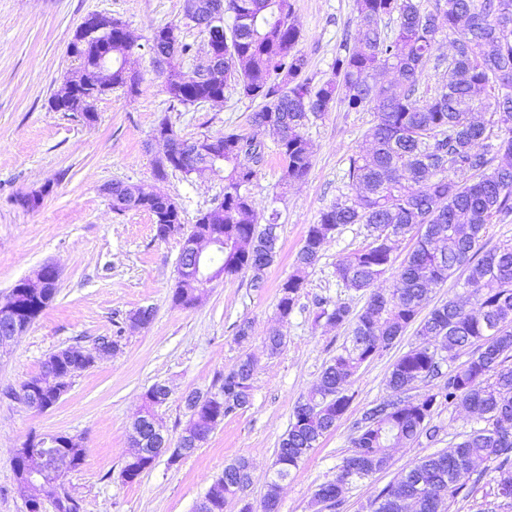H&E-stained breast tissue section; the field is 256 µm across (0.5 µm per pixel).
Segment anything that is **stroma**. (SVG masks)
Listing matches in <instances>:
<instances>
[{
  "instance_id": "stroma-1",
  "label": "stroma",
  "mask_w": 512,
  "mask_h": 512,
  "mask_svg": "<svg viewBox=\"0 0 512 512\" xmlns=\"http://www.w3.org/2000/svg\"><path fill=\"white\" fill-rule=\"evenodd\" d=\"M293 3L308 74L327 79L340 45L356 41L355 0ZM183 9L184 0H0V301L45 262L61 272L53 301L0 357V512H26L14 453L33 434L81 437L85 461L65 476L81 512H195L225 466L240 457L250 463L246 494L259 502L296 405L349 336L347 327L315 321L316 300L341 301L357 311L369 299L368 293L343 288L334 276L336 262L370 239L367 225L348 224L308 269L286 323H279L276 310L279 286L295 270L309 225L348 190L349 159L372 126L373 113L338 105L310 117L305 133L313 145L311 171L304 181L283 186L284 162L272 134L249 121L254 102L230 86L220 103L170 102L147 39L158 26L181 23ZM94 13L126 25L135 42L129 64L142 82L138 95L119 88L102 96L89 123L79 113L51 110L50 100L76 67L69 54L76 30ZM181 35L192 44L195 60H202L207 45L198 30L182 25ZM164 118L188 141L236 129L263 143L250 192L257 214L277 213L280 228L277 257L262 287H252L251 274L244 271L207 285L195 306H174L178 241L158 240L149 212L113 210L104 188L114 183L169 197L188 226L221 199L223 181L173 169L156 176L162 148L151 135ZM31 191L41 194L38 207H22L19 197ZM141 307L154 311L145 326L129 319ZM244 322L251 326V341L242 348L234 336ZM276 325L285 344L272 355L264 339ZM118 331L119 351L66 377L67 391L53 407L38 411L13 398L49 353L69 346L87 353L98 338ZM416 332L408 326L389 350L350 379L347 411L282 482L279 512H315L313 490L333 479L348 457L362 414L389 397L391 366L417 343ZM247 355L255 362L250 404L225 418L179 463L170 464L163 455L136 481H124L121 471L132 452L130 435L145 392L156 383L168 386L170 396L158 417L165 436L177 442L187 421L184 394L210 389ZM433 422L441 428L437 441L422 438L392 448L385 470L346 486L341 512H363L414 463L448 450L482 425L455 406L437 408Z\"/></svg>"
}]
</instances>
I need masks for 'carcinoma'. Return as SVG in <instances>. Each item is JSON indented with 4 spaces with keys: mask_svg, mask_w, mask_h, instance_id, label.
<instances>
[{
    "mask_svg": "<svg viewBox=\"0 0 512 512\" xmlns=\"http://www.w3.org/2000/svg\"><path fill=\"white\" fill-rule=\"evenodd\" d=\"M205 20L224 25V49L213 71L187 73L182 64L192 56L193 45L181 35H171L173 24L154 29L147 39L153 60L166 74V92L181 105L216 102L232 83L239 95L259 102L251 115L257 127L275 134L278 152L286 165L284 185L304 181L313 161V146L303 132L309 115L321 116L339 102L347 109L375 114L373 126L350 158L348 186L355 195L336 200L309 225L296 255V272L280 285L279 322L288 321L303 288L302 273L321 257L329 238L346 224H366L371 238L392 227L395 240L415 239L407 259L393 268L389 249L370 241L335 265L342 286L355 292L371 288L391 274L394 286L373 292L360 311L345 302L318 301L316 318L352 329L351 346L343 347L323 369L308 398L295 407L293 421L283 435L276 459L284 462L268 482L266 495L275 498L280 482L302 463L319 440L336 427L349 407L345 383L366 362L390 348L420 314L428 290L445 283L458 269L468 272L466 300L450 299L433 308L420 322L419 343L392 364L387 387L397 396L414 382L438 374L439 366L425 343L441 339L448 359L466 346L476 347L464 366L448 372L436 392L403 399V406L380 415L352 441V453L342 464H356L351 477L360 481L386 468L389 449L421 437L433 442L441 428L432 424L435 408L461 405L477 414L487 426L472 431L451 450L428 455L415 463L396 483L382 489L371 504L372 512H448L464 485L456 475L473 463L485 464L483 473L494 482V496L504 501L512 495V432L500 423L512 422V243L483 250L488 225L512 216V0H356L359 32L354 47L340 46L331 76L315 83L308 76V61L299 49L301 30L292 0H191ZM448 39L451 57L436 56L437 37ZM134 44L104 37L87 43L74 35L69 53L83 67H93L112 53V87L134 95L141 77L131 73L129 57ZM448 71L445 83L422 88L428 65ZM391 71L393 81L378 76ZM481 110L490 118L479 125L471 113ZM499 140L498 145L490 143ZM224 161L194 152L190 142L178 138L163 143L174 153V169L187 175L195 171L224 182L219 206L199 214L212 224L224 225V277L252 272L253 286L261 287L265 270L274 262L278 241V213L259 222L250 185L263 159L264 145L253 137L227 132ZM112 208L118 212L144 210L156 221V236L168 240L165 225L182 231L180 211L169 198L143 200V191L129 185H112ZM195 288L177 282L174 305L191 306ZM55 294L44 288L22 297L37 319ZM268 352L279 353L284 333L278 327L264 339ZM82 353L54 355L41 370L22 382L36 385L51 374L87 370ZM254 362L247 356L219 379L223 402L215 406L207 394L196 392L184 403L188 417L196 418L201 439L250 403ZM70 469L81 465L86 448L79 439L63 448ZM156 456L144 458L122 472L128 481L149 470ZM39 448L15 458L19 482L25 473L40 469ZM250 481L249 462L239 458L224 467L206 492V512H224L226 501L245 491Z\"/></svg>",
    "mask_w": 512,
    "mask_h": 512,
    "instance_id": "obj_1",
    "label": "carcinoma"
}]
</instances>
